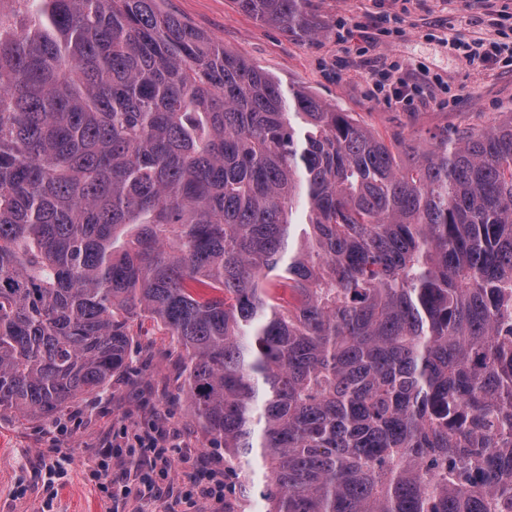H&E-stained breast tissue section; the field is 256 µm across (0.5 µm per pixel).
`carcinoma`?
<instances>
[{"label":"carcinoma","instance_id":"cac0c4a2","mask_svg":"<svg viewBox=\"0 0 512 512\" xmlns=\"http://www.w3.org/2000/svg\"><path fill=\"white\" fill-rule=\"evenodd\" d=\"M14 2L0 415L108 385L150 320L263 512H512V114L386 140L162 0ZM251 461L249 465L242 460L241 462L232 461L225 463V479L226 482H230L234 480V477H237V472L239 470H247L248 468L253 471V480L255 482L256 487H260L264 484L265 478L263 474V469L261 466V461L257 457H250Z\"/></svg>","mask_w":512,"mask_h":512}]
</instances>
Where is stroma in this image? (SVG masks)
I'll return each mask as SVG.
<instances>
[{
  "label": "stroma",
  "instance_id": "stroma-1",
  "mask_svg": "<svg viewBox=\"0 0 512 512\" xmlns=\"http://www.w3.org/2000/svg\"><path fill=\"white\" fill-rule=\"evenodd\" d=\"M167 12L208 34L226 52L358 116L375 132L421 138L442 130L480 128L512 112V70L466 60L455 43L512 44V7L505 0H312V31L293 36L252 18L236 0H165ZM424 87L411 107L378 96L381 78ZM127 368L99 394L47 418L0 416V512H169L165 496H147L140 451L126 435L181 429L172 451L185 468L233 481L261 461L225 462L224 446L186 409L179 348L160 326L133 324ZM71 458L65 476L50 480L57 451ZM109 479H97L99 457ZM128 485L113 495V483Z\"/></svg>",
  "mask_w": 512,
  "mask_h": 512
}]
</instances>
